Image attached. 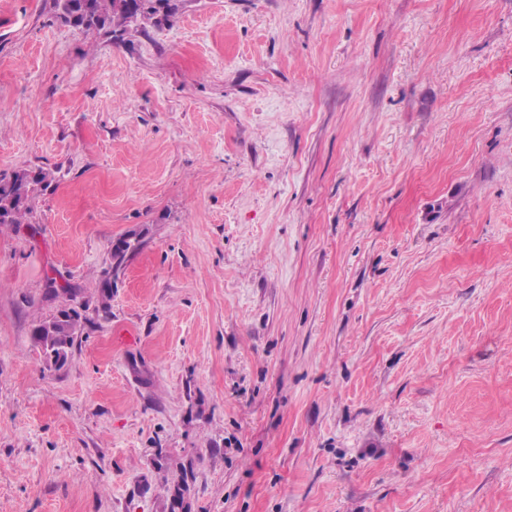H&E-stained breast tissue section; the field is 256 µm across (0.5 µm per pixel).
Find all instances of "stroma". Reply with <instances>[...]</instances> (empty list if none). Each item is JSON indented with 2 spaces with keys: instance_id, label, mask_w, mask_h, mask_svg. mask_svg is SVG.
<instances>
[{
  "instance_id": "1",
  "label": "stroma",
  "mask_w": 512,
  "mask_h": 512,
  "mask_svg": "<svg viewBox=\"0 0 512 512\" xmlns=\"http://www.w3.org/2000/svg\"><path fill=\"white\" fill-rule=\"evenodd\" d=\"M175 2L0 0V512H512V0ZM56 18L79 30H106L119 39L138 16L167 12L172 0H52ZM54 180L44 170L0 173V224L31 223L33 208L30 204L31 185L48 187ZM130 249L131 244L129 242L121 241L111 252L109 271L105 273V278L98 287L100 291L99 298L97 299L98 306H95V312L99 309L106 310L108 308V301L112 297V271H119ZM112 260L114 261L113 266ZM80 315L72 310L61 309L59 315L48 322L35 327L33 336L41 346L45 360L62 357L68 358L69 349L73 348L74 336L81 330Z\"/></svg>"
}]
</instances>
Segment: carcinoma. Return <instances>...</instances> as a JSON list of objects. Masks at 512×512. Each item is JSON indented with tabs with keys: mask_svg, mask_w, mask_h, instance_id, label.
I'll use <instances>...</instances> for the list:
<instances>
[{
	"mask_svg": "<svg viewBox=\"0 0 512 512\" xmlns=\"http://www.w3.org/2000/svg\"><path fill=\"white\" fill-rule=\"evenodd\" d=\"M171 8V0H53L56 18L79 30H104L115 39L122 36L128 24L138 16H154ZM54 180L44 170L0 173V224H29L33 208L30 204L31 185L49 186ZM131 249L127 241L120 242L111 252L113 266L105 273L99 288L96 309L108 308L112 297V273L119 271ZM80 315L62 309L59 315L35 327L33 336L44 357L68 358L74 336L81 330Z\"/></svg>",
	"mask_w": 512,
	"mask_h": 512,
	"instance_id": "cac0c4a2",
	"label": "carcinoma"
}]
</instances>
